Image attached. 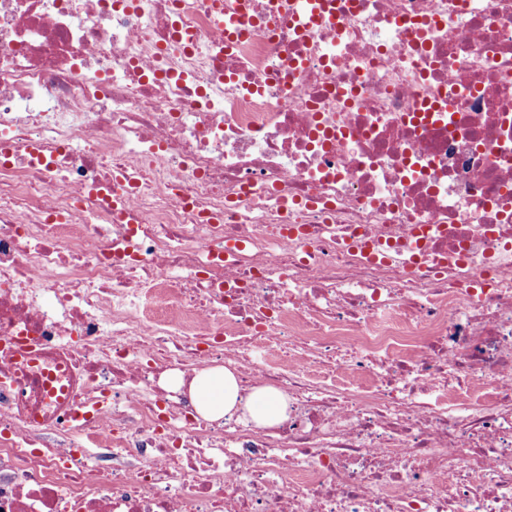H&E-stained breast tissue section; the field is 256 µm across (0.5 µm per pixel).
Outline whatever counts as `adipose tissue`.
<instances>
[{
	"label": "adipose tissue",
	"instance_id": "obj_1",
	"mask_svg": "<svg viewBox=\"0 0 512 512\" xmlns=\"http://www.w3.org/2000/svg\"><path fill=\"white\" fill-rule=\"evenodd\" d=\"M189 396L196 413L211 422L241 411L256 426L266 428L279 424L286 411L283 397L274 388L258 387L248 396H241L233 371L221 366L199 371Z\"/></svg>",
	"mask_w": 512,
	"mask_h": 512
}]
</instances>
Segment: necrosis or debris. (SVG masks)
<instances>
[{"label":"necrosis or debris","instance_id":"obj_1","mask_svg":"<svg viewBox=\"0 0 512 512\" xmlns=\"http://www.w3.org/2000/svg\"><path fill=\"white\" fill-rule=\"evenodd\" d=\"M247 2L0 0V512H512V0ZM237 379L228 368L212 366L194 377L189 396L196 413L206 421H217L242 410L261 428L279 424L284 418L286 402L274 388H255L246 398L240 395Z\"/></svg>","mask_w":512,"mask_h":512}]
</instances>
